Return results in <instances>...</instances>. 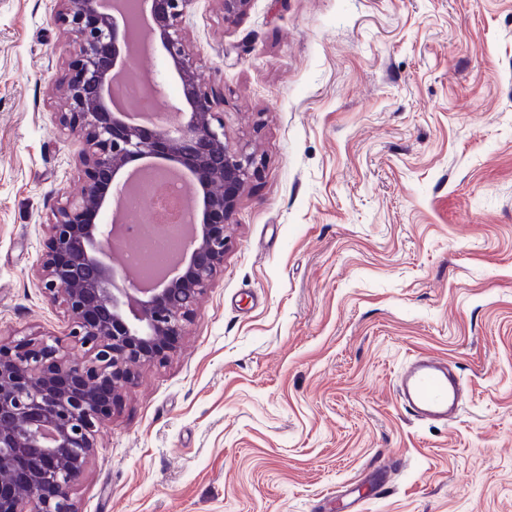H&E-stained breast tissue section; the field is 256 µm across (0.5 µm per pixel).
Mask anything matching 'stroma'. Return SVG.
Returning <instances> with one entry per match:
<instances>
[{
  "label": "stroma",
  "mask_w": 512,
  "mask_h": 512,
  "mask_svg": "<svg viewBox=\"0 0 512 512\" xmlns=\"http://www.w3.org/2000/svg\"><path fill=\"white\" fill-rule=\"evenodd\" d=\"M0 0V341L66 330L37 270L81 188L59 124L75 36ZM228 140L261 161L178 353L96 436L78 512H512V0H195L183 24ZM464 409L409 417L413 355ZM397 389L402 406L418 419L449 424L460 415L461 382L440 358L409 359L397 375Z\"/></svg>",
  "instance_id": "obj_1"
}]
</instances>
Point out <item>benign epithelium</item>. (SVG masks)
I'll return each mask as SVG.
<instances>
[{"mask_svg": "<svg viewBox=\"0 0 512 512\" xmlns=\"http://www.w3.org/2000/svg\"><path fill=\"white\" fill-rule=\"evenodd\" d=\"M111 0H56V17L78 50L60 85V125L77 136L84 189L56 207L39 267L43 288L63 304L69 323L53 342H0V512H76L74 485L94 452L97 426L112 415L136 370L174 355L198 297L224 268L228 227L248 182L260 173L255 153L233 144L212 112L209 92L182 34L194 0H145L151 38L180 80L176 131H146L114 103L125 74L127 27L113 23ZM150 155L197 176L202 219L181 261L150 287L107 262L109 225L100 219L122 193L121 174ZM91 354L79 367L66 349Z\"/></svg>", "mask_w": 512, "mask_h": 512, "instance_id": "7a95c632", "label": "benign epithelium"}]
</instances>
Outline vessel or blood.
Masks as SVG:
<instances>
[{
    "mask_svg": "<svg viewBox=\"0 0 512 512\" xmlns=\"http://www.w3.org/2000/svg\"><path fill=\"white\" fill-rule=\"evenodd\" d=\"M397 389L402 406L416 418L449 424L460 415L461 382L440 358L409 359L397 376Z\"/></svg>",
    "mask_w": 512,
    "mask_h": 512,
    "instance_id": "b4317fda",
    "label": "vessel or blood"
}]
</instances>
